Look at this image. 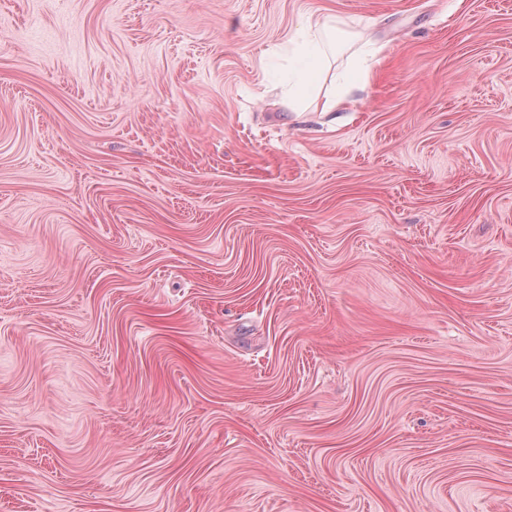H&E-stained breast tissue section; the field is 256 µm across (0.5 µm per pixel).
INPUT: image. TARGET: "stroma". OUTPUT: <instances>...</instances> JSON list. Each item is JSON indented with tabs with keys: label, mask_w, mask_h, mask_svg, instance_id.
I'll return each mask as SVG.
<instances>
[{
	"label": "stroma",
	"mask_w": 512,
	"mask_h": 512,
	"mask_svg": "<svg viewBox=\"0 0 512 512\" xmlns=\"http://www.w3.org/2000/svg\"><path fill=\"white\" fill-rule=\"evenodd\" d=\"M0 512H512V0H0ZM308 29L311 39L301 49L293 79L288 82V98L297 112H304L307 102L314 96L318 97L315 93L319 88L320 77L330 63V58L336 54V43L345 36L336 16L322 21L308 20Z\"/></svg>",
	"instance_id": "stroma-1"
}]
</instances>
